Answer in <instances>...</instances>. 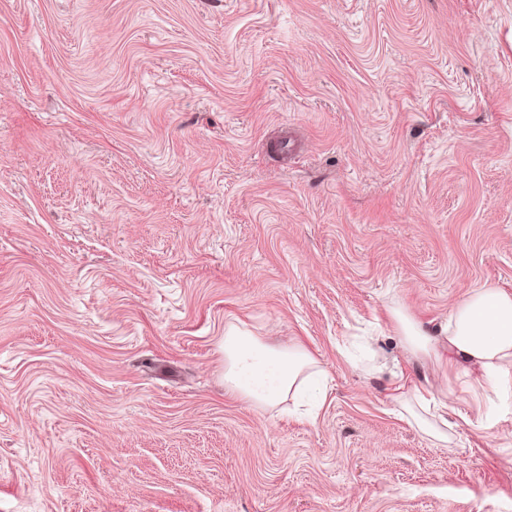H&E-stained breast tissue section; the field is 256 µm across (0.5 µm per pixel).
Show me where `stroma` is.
<instances>
[{
    "mask_svg": "<svg viewBox=\"0 0 512 512\" xmlns=\"http://www.w3.org/2000/svg\"><path fill=\"white\" fill-rule=\"evenodd\" d=\"M483 283L512 0H0V512H512V380L389 317ZM231 324L313 352V417L225 391ZM452 395L453 390L449 385L447 390L437 393L432 389L416 387L413 399L422 413L416 412L409 401H405L403 407L424 433L433 438L448 441V434L442 429V427L448 428V420L443 412L448 408Z\"/></svg>",
    "mask_w": 512,
    "mask_h": 512,
    "instance_id": "35a3bbf8",
    "label": "stroma"
}]
</instances>
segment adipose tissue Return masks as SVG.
<instances>
[{
	"mask_svg": "<svg viewBox=\"0 0 512 512\" xmlns=\"http://www.w3.org/2000/svg\"><path fill=\"white\" fill-rule=\"evenodd\" d=\"M394 329L402 345L419 360H446L479 384L491 385L512 374V294L479 286L455 307L438 329L396 309ZM324 371L303 344L280 348L238 327L224 333V386L258 405H276L322 387ZM452 390L416 389L411 419L427 435L447 440L444 412Z\"/></svg>",
	"mask_w": 512,
	"mask_h": 512,
	"instance_id": "1",
	"label": "adipose tissue"
}]
</instances>
